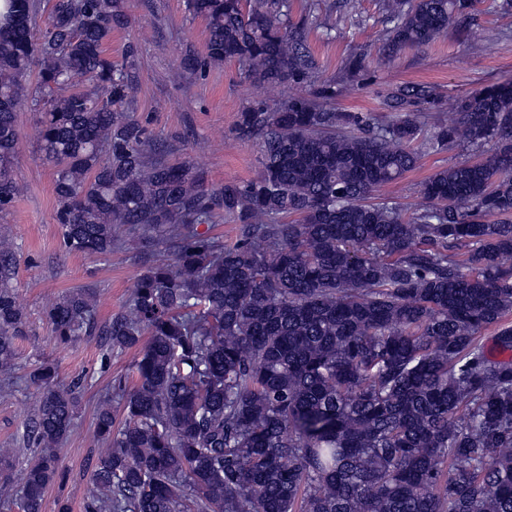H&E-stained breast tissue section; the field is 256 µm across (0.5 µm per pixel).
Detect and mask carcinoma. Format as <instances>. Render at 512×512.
<instances>
[{
    "label": "carcinoma",
    "mask_w": 512,
    "mask_h": 512,
    "mask_svg": "<svg viewBox=\"0 0 512 512\" xmlns=\"http://www.w3.org/2000/svg\"><path fill=\"white\" fill-rule=\"evenodd\" d=\"M476 0H380L395 54L473 19ZM9 0L0 18V212L13 178L19 105L41 113L54 168L55 221L69 253L171 258L135 281L100 323L96 294L66 292L44 310L57 341L95 331L109 351L138 348L136 383L98 407L92 491L83 512H512V80L451 101L426 83L391 89L396 112L374 122L292 96L239 114L261 144L256 178L206 184L168 162L124 111L126 64L104 49L126 23L122 0ZM207 22V59L236 61L266 86L299 85L313 62L288 0H186ZM35 86L27 84L32 64ZM434 112L432 122L420 107ZM488 144L471 164L436 171L413 212L373 192L415 169V142ZM240 224L231 245L197 225ZM13 242L0 237V374L17 366L28 317L14 285ZM33 455L21 493L0 448V501L44 512L78 397L56 367L29 372Z\"/></svg>",
    "instance_id": "obj_1"
}]
</instances>
